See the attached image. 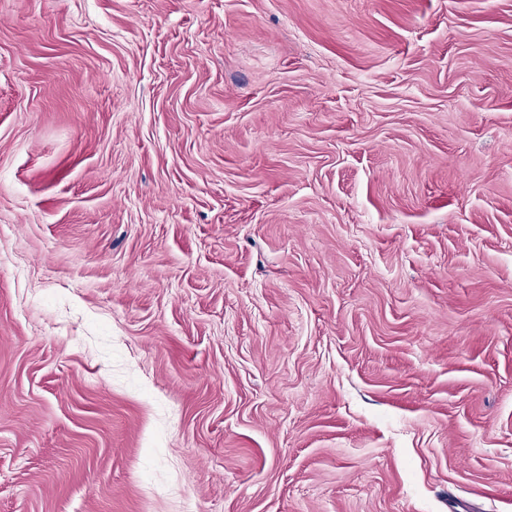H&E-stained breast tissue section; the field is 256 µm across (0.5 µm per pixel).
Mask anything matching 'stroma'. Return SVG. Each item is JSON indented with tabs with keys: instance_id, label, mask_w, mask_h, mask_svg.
Here are the masks:
<instances>
[{
	"instance_id": "obj_1",
	"label": "stroma",
	"mask_w": 512,
	"mask_h": 512,
	"mask_svg": "<svg viewBox=\"0 0 512 512\" xmlns=\"http://www.w3.org/2000/svg\"><path fill=\"white\" fill-rule=\"evenodd\" d=\"M0 512H512V0H0Z\"/></svg>"
}]
</instances>
